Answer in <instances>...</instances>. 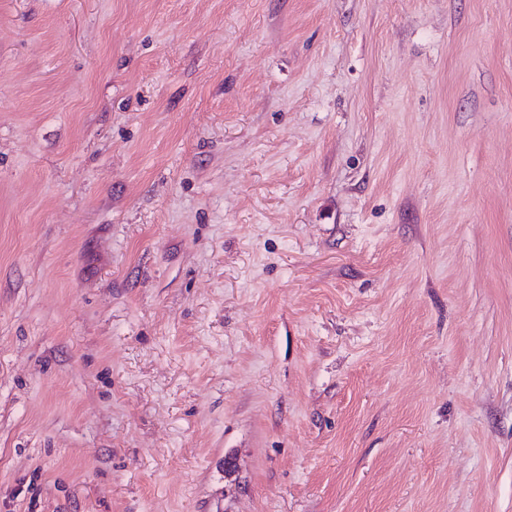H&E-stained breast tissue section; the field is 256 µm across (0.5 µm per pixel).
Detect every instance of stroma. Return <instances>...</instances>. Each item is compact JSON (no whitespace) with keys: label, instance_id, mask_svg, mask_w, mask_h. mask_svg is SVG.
Wrapping results in <instances>:
<instances>
[{"label":"stroma","instance_id":"35a3bbf8","mask_svg":"<svg viewBox=\"0 0 512 512\" xmlns=\"http://www.w3.org/2000/svg\"><path fill=\"white\" fill-rule=\"evenodd\" d=\"M0 512H512V0H0Z\"/></svg>","mask_w":512,"mask_h":512}]
</instances>
